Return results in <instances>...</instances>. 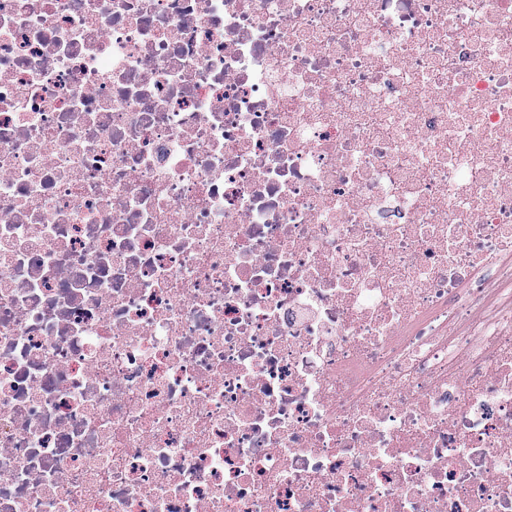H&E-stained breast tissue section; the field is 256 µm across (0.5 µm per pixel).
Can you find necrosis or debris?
Returning a JSON list of instances; mask_svg holds the SVG:
<instances>
[{"label": "necrosis or debris", "instance_id": "obj_1", "mask_svg": "<svg viewBox=\"0 0 512 512\" xmlns=\"http://www.w3.org/2000/svg\"><path fill=\"white\" fill-rule=\"evenodd\" d=\"M0 512H512V0H0Z\"/></svg>", "mask_w": 512, "mask_h": 512}]
</instances>
